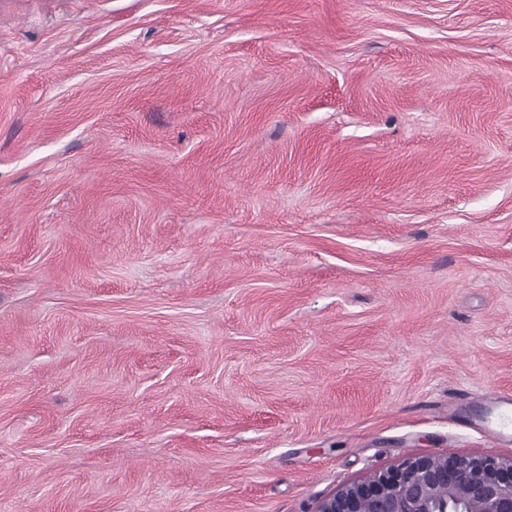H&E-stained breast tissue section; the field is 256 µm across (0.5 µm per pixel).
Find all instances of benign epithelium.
<instances>
[{
  "label": "benign epithelium",
  "instance_id": "obj_1",
  "mask_svg": "<svg viewBox=\"0 0 512 512\" xmlns=\"http://www.w3.org/2000/svg\"><path fill=\"white\" fill-rule=\"evenodd\" d=\"M512 512V458L417 456L342 486L316 512Z\"/></svg>",
  "mask_w": 512,
  "mask_h": 512
}]
</instances>
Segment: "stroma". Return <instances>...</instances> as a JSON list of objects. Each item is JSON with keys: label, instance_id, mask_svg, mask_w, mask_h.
I'll list each match as a JSON object with an SVG mask.
<instances>
[{"label": "stroma", "instance_id": "35a3bbf8", "mask_svg": "<svg viewBox=\"0 0 512 512\" xmlns=\"http://www.w3.org/2000/svg\"><path fill=\"white\" fill-rule=\"evenodd\" d=\"M503 393L512 0H0V512H316Z\"/></svg>", "mask_w": 512, "mask_h": 512}]
</instances>
